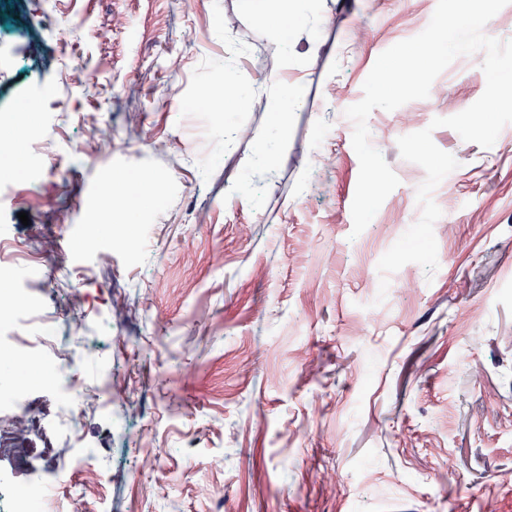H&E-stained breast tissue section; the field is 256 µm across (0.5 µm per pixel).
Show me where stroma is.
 Here are the masks:
<instances>
[{"label": "stroma", "instance_id": "35a3bbf8", "mask_svg": "<svg viewBox=\"0 0 512 512\" xmlns=\"http://www.w3.org/2000/svg\"><path fill=\"white\" fill-rule=\"evenodd\" d=\"M436 6L319 0L324 46L289 63L241 0H57L59 19H85L71 43L0 34V104L48 85L60 97L41 117L35 178L0 159V279L39 305L35 319L10 314L0 339L68 353L70 409L47 373L29 396L61 453L91 451L70 475L2 462L0 483L39 482L53 512H69V482L84 512H512V124L489 148L432 128L459 162L432 193L438 268L406 264L378 294V262L419 219L426 178L397 140L482 95L483 53L456 58L428 98L370 113L400 183L351 234L344 110ZM276 68L305 105L262 168L260 87ZM228 84L249 103L225 106ZM206 85L217 94L202 110ZM228 124L248 137L225 144ZM107 125L111 143L88 156ZM147 175L157 198L141 197ZM119 176L136 217L88 238L99 188ZM107 376L119 398L103 411L81 393Z\"/></svg>", "mask_w": 512, "mask_h": 512}]
</instances>
